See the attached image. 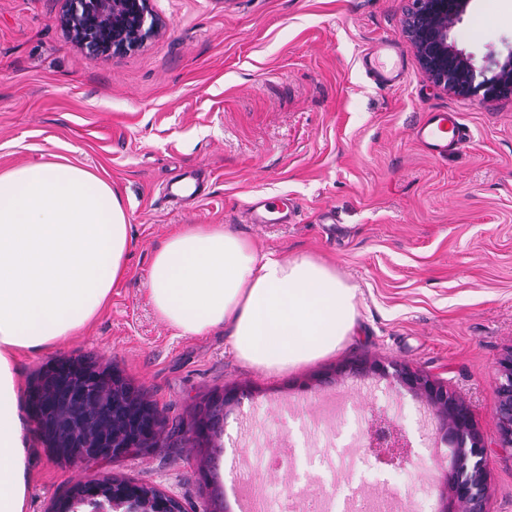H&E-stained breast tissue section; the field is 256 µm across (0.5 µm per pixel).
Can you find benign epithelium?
Masks as SVG:
<instances>
[{
  "instance_id": "benign-epithelium-1",
  "label": "benign epithelium",
  "mask_w": 512,
  "mask_h": 512,
  "mask_svg": "<svg viewBox=\"0 0 512 512\" xmlns=\"http://www.w3.org/2000/svg\"><path fill=\"white\" fill-rule=\"evenodd\" d=\"M60 26L80 48L92 55L109 56L141 46L155 33L157 24L151 12V0H64ZM413 9L405 25L418 62L429 81L437 88L459 97H470L484 90L487 97L512 94V54L495 74L475 83L476 69L471 58L450 41V31L461 20L471 0H412ZM350 372L360 377L386 374L383 364L358 363ZM499 385L495 417V447L512 452V350L498 362ZM397 384L424 402L437 422L440 441L451 447L452 467L440 489L442 508L437 512H487L486 473L490 445L476 427L469 406L448 387L425 372L403 366L395 368ZM158 421L126 436H112L96 444L77 448H58L62 456L103 460L137 453L151 447L157 437ZM369 452L381 466L401 468L412 445L405 432L391 419L371 424ZM99 479L86 476L79 480L80 502L102 508L110 505L127 512L149 508L141 493L122 499L99 500L95 485Z\"/></svg>"
}]
</instances>
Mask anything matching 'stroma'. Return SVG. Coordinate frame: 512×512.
<instances>
[{"mask_svg":"<svg viewBox=\"0 0 512 512\" xmlns=\"http://www.w3.org/2000/svg\"><path fill=\"white\" fill-rule=\"evenodd\" d=\"M63 0H0V172L71 163L112 182L131 225L129 275L106 311L66 343L24 355L18 413L32 479L26 512H54L81 474L130 480L210 512L260 496L273 512L297 489L303 512L394 498L437 512L451 449L432 412L389 379L337 378L353 361L408 365L463 399L495 439L499 360L512 350V96L440 91L404 33L411 0H152L162 22L138 49L97 57L73 43ZM401 51L400 83L361 57L378 39ZM476 68L512 53V0H472L451 32ZM459 112L466 138L430 156L414 137L428 111ZM206 173V196L164 198L166 182ZM296 209L254 224V198ZM180 224H224L263 250L321 256L358 289L360 333L336 354L268 375L239 361L223 333L176 336L150 304L155 250ZM87 356L116 368L155 407L151 448L105 461L56 458L28 409L46 364ZM238 392L220 452L191 428L212 399ZM386 412L413 459L376 466L368 420ZM488 512H512V453L492 449Z\"/></svg>","mask_w":512,"mask_h":512,"instance_id":"stroma-1","label":"stroma"}]
</instances>
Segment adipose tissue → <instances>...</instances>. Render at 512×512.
Masks as SVG:
<instances>
[{
  "mask_svg": "<svg viewBox=\"0 0 512 512\" xmlns=\"http://www.w3.org/2000/svg\"><path fill=\"white\" fill-rule=\"evenodd\" d=\"M119 191L66 163L0 173V512H25L30 450L17 410L22 355L64 342L127 275ZM147 292L182 337L223 330L236 357L280 374L358 333L357 289L323 259L262 251L224 224H184L154 253Z\"/></svg>",
  "mask_w": 512,
  "mask_h": 512,
  "instance_id": "obj_1",
  "label": "adipose tissue"
}]
</instances>
